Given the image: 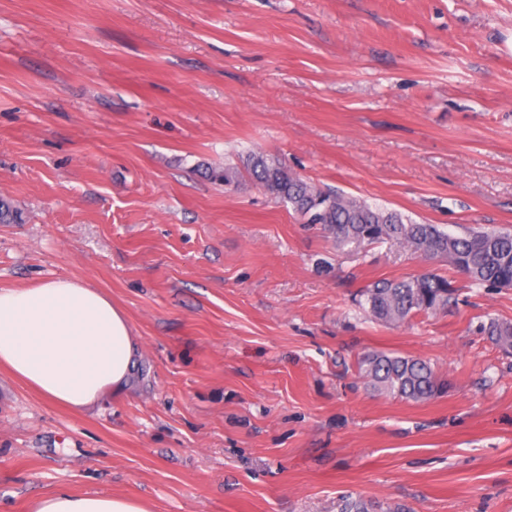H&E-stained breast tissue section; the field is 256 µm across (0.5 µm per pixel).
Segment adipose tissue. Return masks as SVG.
<instances>
[{"label": "adipose tissue", "mask_w": 512, "mask_h": 512, "mask_svg": "<svg viewBox=\"0 0 512 512\" xmlns=\"http://www.w3.org/2000/svg\"><path fill=\"white\" fill-rule=\"evenodd\" d=\"M140 356L125 313L101 290L70 278L0 289V367L69 409L123 392ZM33 512H150L136 499L58 491Z\"/></svg>", "instance_id": "obj_1"}]
</instances>
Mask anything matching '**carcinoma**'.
<instances>
[{"instance_id":"carcinoma-1","label":"carcinoma","mask_w":512,"mask_h":512,"mask_svg":"<svg viewBox=\"0 0 512 512\" xmlns=\"http://www.w3.org/2000/svg\"><path fill=\"white\" fill-rule=\"evenodd\" d=\"M276 201L290 206L306 223L319 228L349 256L372 245L396 246L425 262L444 259L477 288L512 286V232L500 229L465 231L459 235L437 224L417 222L403 213L372 205L355 196L324 189L292 172L280 160L250 153L243 167L211 169L208 177L237 187L243 175ZM23 214L8 198H0V224H20ZM456 288L448 277L428 270L400 279H379L357 292L356 305L371 319L386 325L408 322L419 315L445 312ZM479 334L506 354H512V323L488 318ZM359 376L370 389L402 400L423 403L448 392V381L427 360L399 353L371 351L357 357ZM336 512H412L397 503L381 508L360 496L336 499Z\"/></svg>"}]
</instances>
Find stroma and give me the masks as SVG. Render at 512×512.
I'll use <instances>...</instances> for the list:
<instances>
[{
    "label": "stroma",
    "mask_w": 512,
    "mask_h": 512,
    "mask_svg": "<svg viewBox=\"0 0 512 512\" xmlns=\"http://www.w3.org/2000/svg\"><path fill=\"white\" fill-rule=\"evenodd\" d=\"M451 233L512 229V0H0V288L68 277L129 319L130 388L87 411L0 371V512L59 489L150 512H512V288L456 279L385 327L358 289L423 266L338 254L250 180L252 152ZM448 394L366 388L368 351ZM478 332L504 353L512 354V323L490 317L487 322L480 323ZM356 365L367 387L395 398L423 403L448 392V381L418 357L371 351L359 355ZM374 502L365 500L361 496H342L336 499V504L333 507L336 512H412V510L405 504H394L388 506L384 510Z\"/></svg>",
    "instance_id": "35a3bbf8"
}]
</instances>
